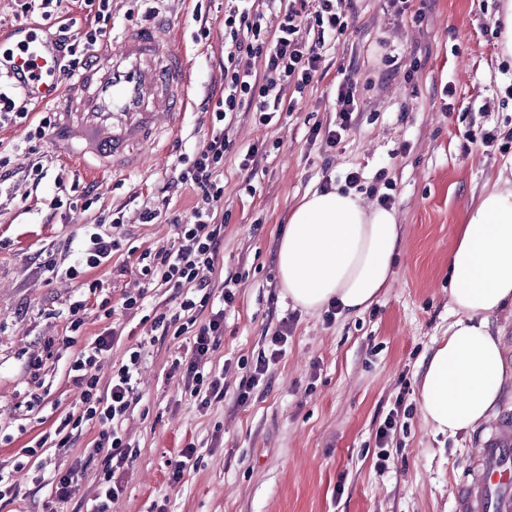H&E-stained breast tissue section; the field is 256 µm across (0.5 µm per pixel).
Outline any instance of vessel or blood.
I'll return each instance as SVG.
<instances>
[{
    "label": "vessel or blood",
    "instance_id": "1",
    "mask_svg": "<svg viewBox=\"0 0 512 512\" xmlns=\"http://www.w3.org/2000/svg\"><path fill=\"white\" fill-rule=\"evenodd\" d=\"M14 34L15 41H0V63L55 110L51 138L68 163L94 158L115 174L154 170L156 130L178 131L192 86L191 64L169 24L127 26L63 88L53 70L55 35L36 26ZM479 457L477 474L456 489L455 512H512V424L500 423Z\"/></svg>",
    "mask_w": 512,
    "mask_h": 512
}]
</instances>
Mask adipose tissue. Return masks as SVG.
Returning <instances> with one entry per match:
<instances>
[{"label":"adipose tissue","instance_id":"obj_1","mask_svg":"<svg viewBox=\"0 0 512 512\" xmlns=\"http://www.w3.org/2000/svg\"><path fill=\"white\" fill-rule=\"evenodd\" d=\"M399 237L394 211L354 192L306 193L278 245L280 286L303 311L334 302L361 314L390 285ZM448 305L454 320L423 364L417 397L425 424L454 436L488 423L507 378L491 320L512 310V181L499 179L459 225Z\"/></svg>","mask_w":512,"mask_h":512}]
</instances>
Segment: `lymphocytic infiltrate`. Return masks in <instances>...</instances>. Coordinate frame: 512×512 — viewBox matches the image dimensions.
<instances>
[{
  "label": "lymphocytic infiltrate",
  "instance_id": "f902f5d3",
  "mask_svg": "<svg viewBox=\"0 0 512 512\" xmlns=\"http://www.w3.org/2000/svg\"><path fill=\"white\" fill-rule=\"evenodd\" d=\"M94 22L79 35L60 34L59 76L75 75L111 38L112 0H83ZM347 0H238L224 15V95L211 112L210 134L202 148L180 156L178 185L195 195L191 217L175 222L171 247L144 249L137 258L145 287L125 293L117 303L102 301L104 318L116 309L137 311L151 331L185 337V354L173 366L199 409L224 399V379L213 375L209 364L224 336V308L233 304L240 275L227 276L220 286L207 277L218 261L224 224L218 209L224 198V159L234 143L228 129L236 113L252 112L259 124L269 125L283 112L294 111L299 98L323 75L322 62L327 39L344 35L349 27ZM280 16L277 28L265 21L268 11ZM338 123L335 128H312L310 140H324L333 147L349 130L359 110L357 90L350 81L336 89ZM34 98L9 73L0 74V127L26 123ZM174 288L176 314L148 315L149 285ZM291 333L289 321H281L266 338V347L253 362L237 393L238 404L248 403L270 367L285 355ZM116 342L114 328L104 327L72 357L68 376L80 391L76 408L57 418L53 438H40L28 446V454L54 446L71 448L84 427L97 428L91 448L71 457L67 466L44 461L46 484L55 503L67 504L75 495L80 478L94 460H101L97 493L90 512H111L121 492L114 480L117 472L136 460L138 450L118 430L119 424L139 401L137 376L144 360L142 345L130 346L115 364L107 388H100L93 367L111 352Z\"/></svg>",
  "mask_w": 512,
  "mask_h": 512
}]
</instances>
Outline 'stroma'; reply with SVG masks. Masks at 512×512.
Instances as JSON below:
<instances>
[{"label": "stroma", "instance_id": "35a3bbf8", "mask_svg": "<svg viewBox=\"0 0 512 512\" xmlns=\"http://www.w3.org/2000/svg\"><path fill=\"white\" fill-rule=\"evenodd\" d=\"M230 0H112L117 26L171 18L197 72L193 105L178 142L160 141L164 156L144 177L104 171L90 193L82 171L64 165L50 140H28L25 125L0 128V463L29 512H51L30 440L52 433L54 420L76 405L68 377L71 351L47 355V342L70 334L71 304L99 281L98 299L118 300L140 275L128 251L161 248L174 240L173 220H187L191 190L171 188L179 154L201 147L209 112L224 85V13ZM501 0H422L419 15L394 17L386 0H353L347 32L327 52L324 75L294 112L269 126L238 113L230 136L236 148L267 141L254 171L224 161V244L211 275L243 281L224 318V340L212 369L224 375V400L199 411L179 376L169 372L182 342L165 336L145 348L139 402L122 425L140 446L112 512H452L457 484L473 469L480 433H492L512 413V380L482 432L447 436L421 419L417 388L422 362L452 321L448 262L458 224L499 176L512 175V56L502 49L495 17ZM210 35L195 36L199 27ZM353 77L360 112L336 147L310 143L314 126L336 122V86ZM492 143L482 144L485 133ZM352 168L363 174L360 195L377 202L393 192L400 243L393 281L364 313L326 320L285 297L275 262L288 214L324 179L344 184ZM170 187L171 202L161 190ZM73 210L52 208L55 198ZM161 209L142 223L144 207ZM119 212L118 229L97 217ZM114 232L111 261L79 274L87 235ZM293 318L288 349L248 404L235 396L246 374L241 361L257 355L267 330ZM120 341L97 374L146 332L137 315L114 316ZM44 400L30 406L32 379ZM404 411H396V401ZM388 469L377 466L376 433L387 415ZM196 444L201 460L182 485L170 487L169 459Z\"/></svg>", "mask_w": 512, "mask_h": 512}]
</instances>
